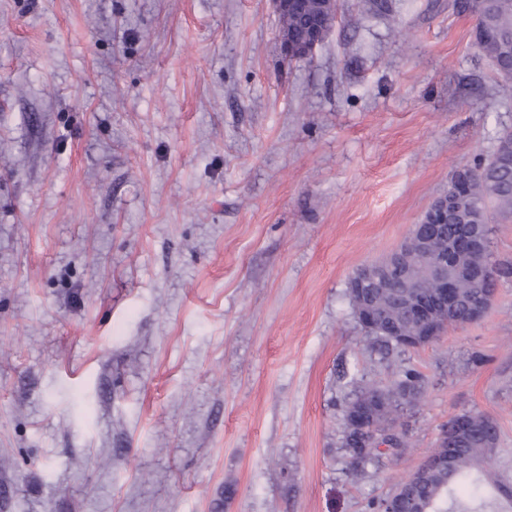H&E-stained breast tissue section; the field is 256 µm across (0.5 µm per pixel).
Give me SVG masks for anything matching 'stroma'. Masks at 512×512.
<instances>
[{"mask_svg":"<svg viewBox=\"0 0 512 512\" xmlns=\"http://www.w3.org/2000/svg\"><path fill=\"white\" fill-rule=\"evenodd\" d=\"M449 0H336L285 58L269 0H0V512H379L477 412L512 487V276L382 356L348 281L512 130ZM423 378L352 473L359 388Z\"/></svg>","mask_w":512,"mask_h":512,"instance_id":"1","label":"stroma"}]
</instances>
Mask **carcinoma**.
Returning <instances> with one entry per match:
<instances>
[{
  "label": "carcinoma",
  "instance_id": "1",
  "mask_svg": "<svg viewBox=\"0 0 512 512\" xmlns=\"http://www.w3.org/2000/svg\"><path fill=\"white\" fill-rule=\"evenodd\" d=\"M486 13L474 28L475 43L495 72L505 80H512V0H486ZM512 144V132L500 137L499 147L486 162L474 166V176L469 187L461 191L455 181L448 183V201L472 216L491 220L493 213L512 214V159L503 162L502 151ZM489 284L481 279L461 284L460 294L468 299L479 298ZM394 289H377L372 292V309L375 320L364 327L366 335L375 339L387 353L401 348L400 340L389 333L388 325L401 328L412 321L393 305ZM422 392V378L408 370L405 379L390 387L364 386L348 406L377 397L382 406L371 421L374 430L388 432L396 429L398 418L407 410L418 406ZM370 435L352 431L343 424L342 447L346 449L350 466L357 473L369 464L379 461L380 454L368 446ZM498 440L497 424L489 417L473 412L470 430L455 441V453L448 462V470H428L412 480L402 491L400 507L405 512H448V493L454 492L452 503L457 512H476L490 507L486 502L472 505L476 490L485 485H500L496 475L479 465L492 455Z\"/></svg>",
  "mask_w": 512,
  "mask_h": 512
}]
</instances>
